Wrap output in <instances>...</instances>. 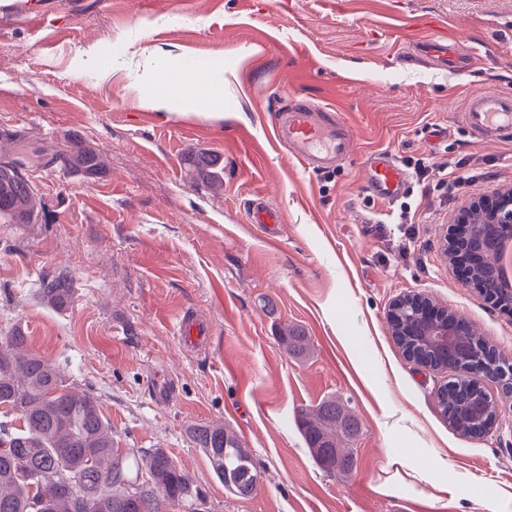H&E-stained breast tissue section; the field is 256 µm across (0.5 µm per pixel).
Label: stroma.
<instances>
[{
    "mask_svg": "<svg viewBox=\"0 0 512 512\" xmlns=\"http://www.w3.org/2000/svg\"><path fill=\"white\" fill-rule=\"evenodd\" d=\"M425 17L474 65L440 68L398 38ZM195 58L222 66L223 120L140 106L177 91ZM488 86L512 92V0H0V158L82 145L104 161L94 174L30 167L36 222L0 220V336L22 328L98 401L118 447L165 449L209 512H512V400L484 381L499 423L460 435L436 402L449 372L408 360L387 320L420 292L512 359V311L461 284L442 246L470 201L512 187V141L480 142L463 121ZM293 98L340 111L350 159L312 173L288 156L270 116ZM199 152L223 163L222 189L190 181L183 160ZM376 152L408 176L389 202L365 189ZM419 161L464 180L447 193L416 178ZM256 195L281 210L278 236L248 223ZM404 205L409 236L394 225ZM59 269L72 279L62 309L42 293ZM185 311L211 326L206 354L173 331ZM287 326L306 356L284 350ZM328 397L362 422L342 477L295 423ZM204 424L253 456L250 497L215 477L191 436Z\"/></svg>",
    "mask_w": 512,
    "mask_h": 512,
    "instance_id": "35a3bbf8",
    "label": "stroma"
}]
</instances>
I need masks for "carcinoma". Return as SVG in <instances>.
I'll use <instances>...</instances> for the list:
<instances>
[{"mask_svg":"<svg viewBox=\"0 0 512 512\" xmlns=\"http://www.w3.org/2000/svg\"><path fill=\"white\" fill-rule=\"evenodd\" d=\"M63 161L87 173L102 167L100 154L92 148L80 147ZM184 164L193 180L211 185L224 181V166L215 157L191 153ZM29 168L25 150L0 160V218L12 224H32L38 218ZM42 291L52 304L66 306L71 297L68 274L60 271L45 278ZM420 318L419 306L407 303L396 326ZM457 329V343L476 360L458 368L438 403L451 428L466 427L476 437L492 425L494 408L482 399L473 377L495 368L499 354L464 324L457 323ZM280 339L290 354L307 350L306 337L293 328L284 329ZM397 341L425 363L453 361L452 353L427 350L414 336ZM0 406L23 421L15 431L0 428V512H207L198 489L165 450L154 448L142 456L138 450L115 447L112 428L96 400L67 390L61 371L31 351L19 329L0 340ZM297 427L323 471L347 474L353 469V456L338 448L337 440L353 437L360 421L335 399L323 400L312 416L301 410ZM192 437L225 490L246 498L257 489L260 472L234 432L207 424L195 427Z\"/></svg>","mask_w":512,"mask_h":512,"instance_id":"carcinoma-1","label":"carcinoma"}]
</instances>
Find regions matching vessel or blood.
<instances>
[{"mask_svg":"<svg viewBox=\"0 0 512 512\" xmlns=\"http://www.w3.org/2000/svg\"><path fill=\"white\" fill-rule=\"evenodd\" d=\"M439 24L429 25L426 35L415 47L435 63L453 68L460 61L455 40L439 32ZM468 127L486 141L512 138V93L489 87L473 92L464 112ZM274 139L287 146L289 153L305 169L325 172L336 168L350 155L354 141L352 126L335 109L317 108L294 99L272 117ZM407 182L406 173L394 156L383 152L371 156L368 184L374 197L396 198ZM250 223L270 233H278L283 222L278 208L262 199L248 205Z\"/></svg>","mask_w":512,"mask_h":512,"instance_id":"vessel-or-blood-1","label":"vessel or blood"}]
</instances>
